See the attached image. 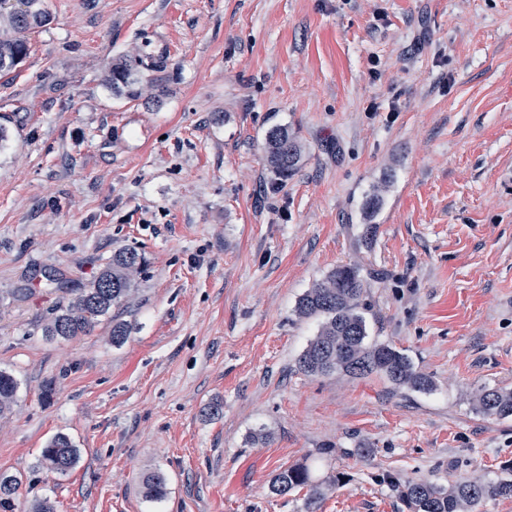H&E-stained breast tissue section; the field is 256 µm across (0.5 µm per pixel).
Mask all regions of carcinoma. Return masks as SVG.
<instances>
[{
    "mask_svg": "<svg viewBox=\"0 0 512 512\" xmlns=\"http://www.w3.org/2000/svg\"><path fill=\"white\" fill-rule=\"evenodd\" d=\"M51 22L44 0H0V72L21 65L30 51L29 34ZM175 79L164 58L120 55L108 63L103 86L112 93L134 102L146 99L160 105ZM265 157L269 167L280 176L295 170L302 157V145L286 127L271 130L265 140ZM145 265V256L136 250L114 252L106 267L86 288L80 289L59 308L43 327L50 340L70 339L90 331L99 318L127 301L134 286V275ZM365 282L359 270L340 265L322 281L309 288L298 300L296 311L306 318L320 320V327L298 360L299 369L308 376L342 375L364 378L376 375L398 389L428 391L433 379L418 370L410 358L395 346L368 340L362 300ZM18 383L15 377L0 370V414L11 409ZM477 405L487 416H512V391L484 389ZM80 459L66 434H56L41 452L38 470L63 475ZM345 474L338 472L327 483L314 477L306 465H294L276 473L270 492L283 496L296 489H307V512H316L327 485H340ZM21 480L0 472V512H13L14 496ZM393 491L407 505L409 512H470L486 497L512 498V480L497 482L460 481L448 486L427 479L392 483ZM168 489V477L154 471L143 483L144 497L160 501Z\"/></svg>",
    "mask_w": 512,
    "mask_h": 512,
    "instance_id": "obj_1",
    "label": "carcinoma"
}]
</instances>
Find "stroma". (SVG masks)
<instances>
[{"label":"stroma","mask_w":512,"mask_h":512,"mask_svg":"<svg viewBox=\"0 0 512 512\" xmlns=\"http://www.w3.org/2000/svg\"><path fill=\"white\" fill-rule=\"evenodd\" d=\"M45 4L0 76L14 512H306L305 490H269L303 463L349 477L317 512H406L393 479L512 478V416L476 402L512 389V0ZM145 53L178 70L158 107L101 84L109 58ZM276 126L303 145L285 178L263 150ZM120 248L147 260L127 303L47 340L68 296L45 271L82 288ZM341 264L367 283L370 338L431 392L299 370L319 322L297 302ZM58 433L81 454L63 476L36 468ZM156 469L159 503L141 494ZM168 477L162 470L154 471L143 483L144 497L150 501H161L167 494Z\"/></svg>","instance_id":"stroma-1"}]
</instances>
